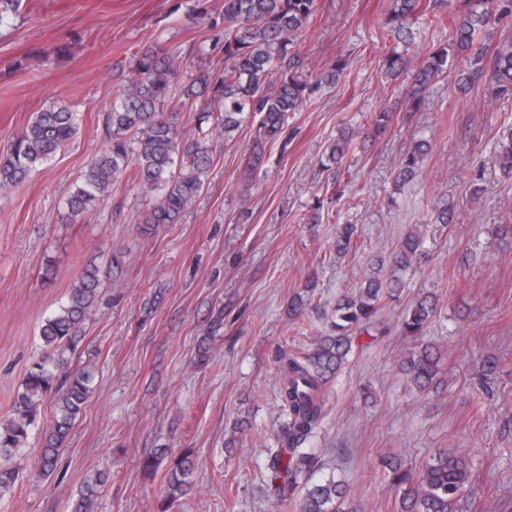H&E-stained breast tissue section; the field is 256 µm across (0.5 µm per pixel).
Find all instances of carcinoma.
Segmentation results:
<instances>
[{"label":"carcinoma","mask_w":512,"mask_h":512,"mask_svg":"<svg viewBox=\"0 0 512 512\" xmlns=\"http://www.w3.org/2000/svg\"><path fill=\"white\" fill-rule=\"evenodd\" d=\"M424 0H388L386 28L394 40L406 44L412 25L425 17L442 22L443 11ZM460 11L448 14V43L427 50L420 62L397 50L383 58L382 67L405 84L411 106H419L432 83L455 73L462 92L480 83L498 99L512 98V42L490 47L480 33L512 16V0H458ZM318 10V0H224V67L197 72L183 87V96L207 97L212 104L210 125L186 135L177 113L165 109L176 90L180 61L166 49L147 50L132 60L125 84L116 93L112 108L103 116L105 148L91 160L81 182L69 197L66 219L74 222L89 212L112 186L129 177L145 195L156 197L143 223L150 227L178 223L183 212L204 188L212 162L211 142L228 141L240 127L255 120L263 138L278 139L288 126V113L298 112L307 92L331 85L345 63L302 79L296 38ZM465 65L451 70L452 60ZM78 133L77 114L59 105L35 114L0 154V190L16 187L36 165L53 157ZM354 134L332 141L327 160L339 163ZM428 151L419 140L397 167L395 183L411 180ZM490 161L506 176H512V128L494 145ZM356 239V225L344 224L336 236L335 252H349ZM420 235L414 231L402 238L393 253L389 275L374 261L358 288L336 298L332 329L312 338L309 346L285 351L279 357L276 382L282 412L276 447L268 449V481L273 493L286 499L299 476L315 471L319 459L302 445L320 425L324 393L330 378L346 363L356 334L371 335L380 325L379 314L389 301L399 299L402 274L422 261ZM100 271H83L67 300L41 325V354L29 366L17 388L10 418L0 420V496L16 484L20 467L14 457L25 447L37 424L41 403L57 396V416L44 435L39 476L53 474L61 448L82 411L91 382L86 370H72V359L85 339L84 323L100 295ZM439 299L433 293L416 297L403 310L400 331L414 346L405 355L400 370L419 394L436 393L444 384L440 347L423 344L420 338L435 317ZM165 466L166 495L158 512H171L187 491L192 459L170 456L160 449L142 461L144 470ZM388 484L399 494L398 512H459L473 489L469 462L451 448H437L425 466L415 469L398 456L382 458ZM107 477L97 475L87 482L73 512H92L94 501ZM348 488L332 478L310 484L299 512H345Z\"/></svg>","instance_id":"cac0c4a2"}]
</instances>
